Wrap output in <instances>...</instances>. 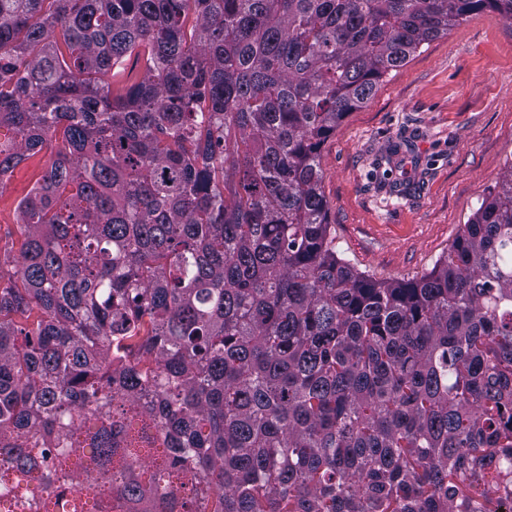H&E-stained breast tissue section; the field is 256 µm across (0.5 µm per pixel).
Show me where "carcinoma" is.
I'll use <instances>...</instances> for the list:
<instances>
[{"label": "carcinoma", "mask_w": 512, "mask_h": 512, "mask_svg": "<svg viewBox=\"0 0 512 512\" xmlns=\"http://www.w3.org/2000/svg\"><path fill=\"white\" fill-rule=\"evenodd\" d=\"M485 9L0 0V184L52 155L0 272V512H500L512 166L403 283L337 256L320 166Z\"/></svg>", "instance_id": "1"}]
</instances>
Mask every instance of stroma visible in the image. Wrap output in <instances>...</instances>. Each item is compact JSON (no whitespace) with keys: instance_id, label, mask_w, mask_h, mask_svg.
I'll use <instances>...</instances> for the list:
<instances>
[{"instance_id":"35a3bbf8","label":"stroma","mask_w":512,"mask_h":512,"mask_svg":"<svg viewBox=\"0 0 512 512\" xmlns=\"http://www.w3.org/2000/svg\"><path fill=\"white\" fill-rule=\"evenodd\" d=\"M403 138L414 151L397 194L370 171ZM49 160L29 157L0 186V249H19L16 206ZM320 164L340 258L377 280L429 272L512 166V20L486 10L425 43L337 127Z\"/></svg>"}]
</instances>
